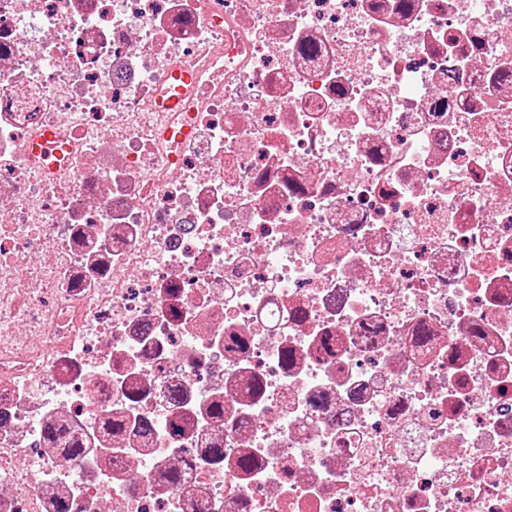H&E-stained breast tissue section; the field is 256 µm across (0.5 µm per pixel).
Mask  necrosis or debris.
I'll return each instance as SVG.
<instances>
[{"mask_svg":"<svg viewBox=\"0 0 512 512\" xmlns=\"http://www.w3.org/2000/svg\"><path fill=\"white\" fill-rule=\"evenodd\" d=\"M0 512H512V0H0Z\"/></svg>","mask_w":512,"mask_h":512,"instance_id":"necrosis-or-debris-1","label":"necrosis or debris"}]
</instances>
